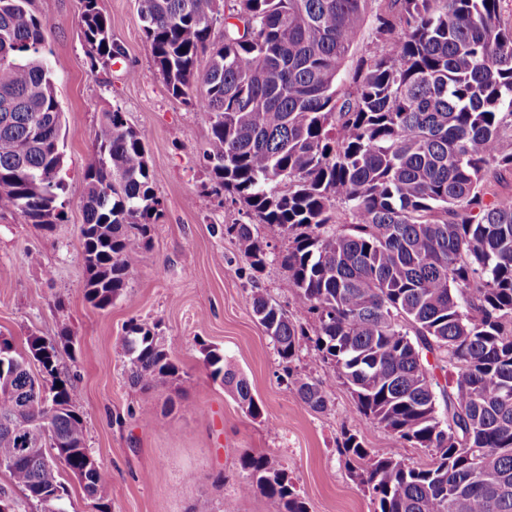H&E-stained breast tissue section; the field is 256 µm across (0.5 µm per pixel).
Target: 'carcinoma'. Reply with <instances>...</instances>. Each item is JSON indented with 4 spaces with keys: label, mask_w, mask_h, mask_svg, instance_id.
I'll return each mask as SVG.
<instances>
[{
    "label": "carcinoma",
    "mask_w": 512,
    "mask_h": 512,
    "mask_svg": "<svg viewBox=\"0 0 512 512\" xmlns=\"http://www.w3.org/2000/svg\"><path fill=\"white\" fill-rule=\"evenodd\" d=\"M233 2L226 14L223 0H137V12L155 73L209 118L204 189L288 239L278 259L294 309L256 293V321L282 361L311 343L331 364L321 378H292L310 410L327 408L339 380L354 414L387 430L381 453L350 430L339 446L374 512H512V197L489 179L512 173V24L501 0ZM34 3L0 0V214L49 231L66 205L60 63L46 56ZM369 16L383 51L359 60L345 91ZM79 28L95 78L124 51L101 0H81ZM337 202L352 218L345 229ZM82 208L85 295L105 309L162 212L143 139L116 110L95 130ZM227 233L262 272L269 252L252 225ZM45 339L0 349V470L37 512H70L61 468L108 512L111 488L59 369L74 337L47 339L49 377L38 365ZM120 341L133 385L177 375L150 326L132 319ZM430 356L452 380L430 371ZM205 368L260 415L223 353L208 351ZM408 443L434 449L433 464L407 461ZM240 466L242 493L262 494L269 512H309L286 469L255 455Z\"/></svg>",
    "instance_id": "1"
}]
</instances>
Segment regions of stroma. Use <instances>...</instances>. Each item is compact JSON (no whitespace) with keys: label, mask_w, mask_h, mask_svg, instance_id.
Instances as JSON below:
<instances>
[{"label":"stroma","mask_w":512,"mask_h":512,"mask_svg":"<svg viewBox=\"0 0 512 512\" xmlns=\"http://www.w3.org/2000/svg\"><path fill=\"white\" fill-rule=\"evenodd\" d=\"M37 5L47 21L46 49L63 64L55 86L65 135L66 218L47 233L19 215L0 216V336L20 346L33 334L74 336L73 353L60 362L83 413L86 445L111 487L109 512H269L261 494L239 489L246 454L285 468L309 512H373L337 444L349 429L380 452L388 433L353 414L343 384L319 413L293 389L251 308L257 293L292 308L295 295L277 259L286 242L256 225L273 258L258 274L241 258L225 228L247 222L244 210L201 192L209 119L174 98L154 74L136 0H102L124 54L120 65L94 79L79 35V0ZM112 110L144 139L163 215L127 288L100 310L85 296L83 174L95 128ZM133 319L156 327L179 368L148 391L131 384L120 343ZM209 346L223 350L248 380L260 417L248 416L209 377Z\"/></svg>","instance_id":"1"}]
</instances>
